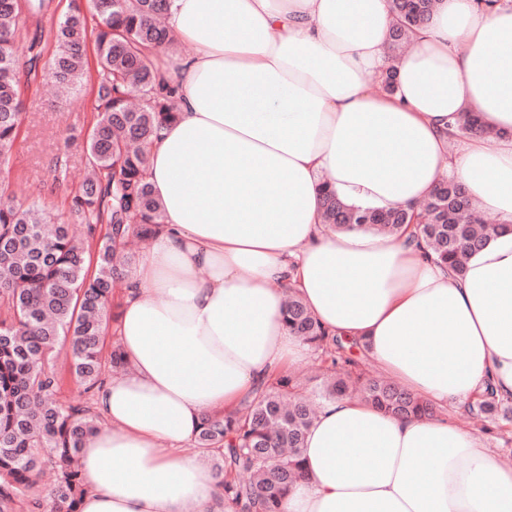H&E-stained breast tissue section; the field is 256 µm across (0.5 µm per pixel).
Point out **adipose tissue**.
I'll use <instances>...</instances> for the list:
<instances>
[{
  "label": "adipose tissue",
  "mask_w": 512,
  "mask_h": 512,
  "mask_svg": "<svg viewBox=\"0 0 512 512\" xmlns=\"http://www.w3.org/2000/svg\"><path fill=\"white\" fill-rule=\"evenodd\" d=\"M389 0H171L190 53L157 52L180 112L150 147L163 227L122 287L130 369L100 389L80 451L79 512H224L219 480L183 454L224 411L310 348L284 324L293 288L327 330L409 392L512 397V232L458 276L413 233L323 224V187L370 209L417 206L444 177L512 223V0H443L390 63ZM397 69L393 94L370 77ZM495 147L449 135L463 113ZM280 512H512V464L479 437L344 397L324 404Z\"/></svg>",
  "instance_id": "ef3b65f1"
}]
</instances>
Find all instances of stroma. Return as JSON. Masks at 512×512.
Wrapping results in <instances>:
<instances>
[{"label":"stroma","instance_id":"obj_1","mask_svg":"<svg viewBox=\"0 0 512 512\" xmlns=\"http://www.w3.org/2000/svg\"><path fill=\"white\" fill-rule=\"evenodd\" d=\"M96 77L88 75L79 93L59 99L46 84H36L23 95L26 120L9 165V179L20 201L40 202L52 212L61 209L60 199L51 195L54 178L51 160L68 133L82 134L91 126L96 107ZM450 423L476 433L483 445L500 459L512 461V418L503 413L474 423L467 407L443 410Z\"/></svg>","mask_w":512,"mask_h":512}]
</instances>
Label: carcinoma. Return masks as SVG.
Here are the masks:
<instances>
[{
  "mask_svg": "<svg viewBox=\"0 0 512 512\" xmlns=\"http://www.w3.org/2000/svg\"><path fill=\"white\" fill-rule=\"evenodd\" d=\"M441 0H390L394 24L391 60L410 46ZM53 0H0V171L9 167L23 128L24 86L38 75L75 89L88 66L87 17L95 19L97 90L94 123L82 138H66L55 162V192L68 216L83 225L84 240L67 224L45 229L38 204L17 200L10 181L0 179V512L16 507L40 469L51 465L56 487L47 512H78L85 493L79 454L98 430L95 395L107 371L128 368L119 346L104 351L113 292L130 279L137 260L121 253L129 237L149 240L161 230L162 207L147 180L149 147L158 131L176 120V89L160 80L149 57L174 46L161 24L168 0H90L89 13L71 4L56 27L43 31ZM28 39L26 68L15 43ZM460 133L495 139L501 132L467 113ZM83 154L87 177L78 186L67 177L68 155ZM322 219L339 231L420 233L428 257L463 275L468 254L512 224H489L473 209L461 184L442 180L417 208L374 210L348 205L329 188L322 195ZM285 324L291 334L318 350L326 364L312 396L300 393L297 378L284 372L221 414L202 419L196 446L217 460L224 512H280L282 499L298 480L301 448L319 406L357 394L397 416H432L436 409L396 382L365 376L345 354L342 338L327 331L294 291L288 292ZM66 350L69 372L84 387L77 404L60 400L61 377L49 361ZM509 398L491 385L485 398L469 405L481 418L498 408L512 412ZM249 474L246 481L230 478Z\"/></svg>",
  "mask_w": 512,
  "mask_h": 512,
  "instance_id": "carcinoma-1",
  "label": "carcinoma"
}]
</instances>
